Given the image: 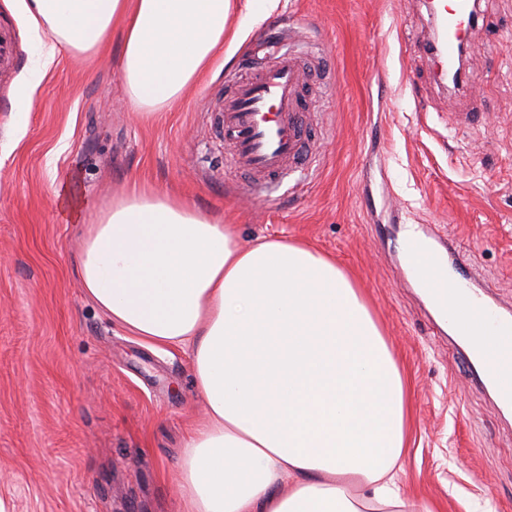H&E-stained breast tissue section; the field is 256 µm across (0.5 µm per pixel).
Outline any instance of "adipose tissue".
Here are the masks:
<instances>
[{"label": "adipose tissue", "mask_w": 512, "mask_h": 512, "mask_svg": "<svg viewBox=\"0 0 512 512\" xmlns=\"http://www.w3.org/2000/svg\"><path fill=\"white\" fill-rule=\"evenodd\" d=\"M233 0H21L56 48L122 37L121 102L162 116L224 48ZM82 286L113 323L192 358L205 418L178 466L183 512H435L406 495L405 388L360 288L298 241L242 247L232 225L143 185L88 225Z\"/></svg>", "instance_id": "adipose-tissue-1"}]
</instances>
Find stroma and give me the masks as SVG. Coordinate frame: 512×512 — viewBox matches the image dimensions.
Here are the masks:
<instances>
[{
    "mask_svg": "<svg viewBox=\"0 0 512 512\" xmlns=\"http://www.w3.org/2000/svg\"><path fill=\"white\" fill-rule=\"evenodd\" d=\"M0 0V502L6 512H180L177 466L203 416L188 350H158L84 293L86 227L144 182L235 225L333 257L362 288L408 388L402 486L440 512H512V416L500 413L394 251L428 224L512 303V0H479L468 79L420 54L426 0H275L157 122L120 105L122 41L83 56ZM281 50L315 62L316 148L292 186L249 191L221 107Z\"/></svg>",
    "mask_w": 512,
    "mask_h": 512,
    "instance_id": "35a3bbf8",
    "label": "stroma"
}]
</instances>
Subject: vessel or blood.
Segmentation results:
<instances>
[{
	"label": "vessel or blood",
	"instance_id": "obj_1",
	"mask_svg": "<svg viewBox=\"0 0 512 512\" xmlns=\"http://www.w3.org/2000/svg\"><path fill=\"white\" fill-rule=\"evenodd\" d=\"M474 0H433L431 15L442 38L424 44L427 55L442 69L454 66L457 45L474 18ZM319 83L293 54L275 53L271 62L237 82L232 97L223 106L224 127L232 137L234 154L242 163L248 183H274L281 174L296 173L311 157L314 142L304 134L302 97L316 99ZM411 267L418 272L428 298L433 299L438 317L450 319L457 327L474 320L485 323L498 338L497 356L512 362V306L490 297L477 274L468 272L455 284L458 301L449 304L447 289L437 287L443 271L455 267L452 251L421 249L403 244ZM485 345L467 348L466 358L483 385L494 387L502 409H512V389L496 385L488 369Z\"/></svg>",
	"mask_w": 512,
	"mask_h": 512
}]
</instances>
